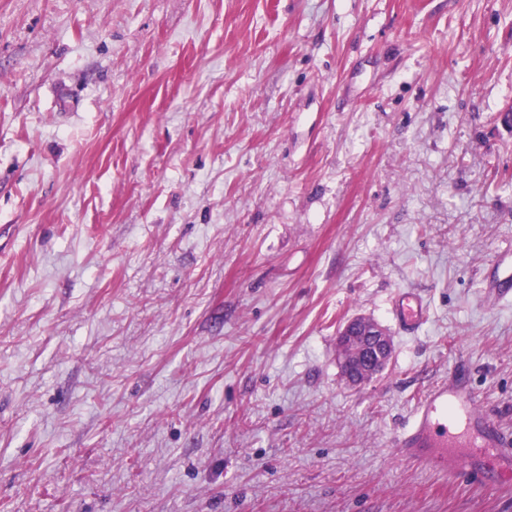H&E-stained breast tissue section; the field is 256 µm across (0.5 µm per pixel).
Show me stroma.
<instances>
[{
  "label": "stroma",
  "instance_id": "1",
  "mask_svg": "<svg viewBox=\"0 0 512 512\" xmlns=\"http://www.w3.org/2000/svg\"><path fill=\"white\" fill-rule=\"evenodd\" d=\"M509 110L512 0H0V512H512L393 446L512 436ZM485 295L500 299L512 288V252L498 254L492 261L484 279ZM391 311L402 331L417 333L428 318V305L422 297L411 291H400L392 301ZM355 336H364L368 341L363 356L359 357L358 364L351 360V356L344 351L343 343ZM391 353L390 338L386 331L376 322L357 317L349 321L339 335L338 361L344 378L352 385H361L364 382L358 377L357 369L372 371L379 366V358ZM461 437L466 438L463 446ZM394 447L402 457L443 472L497 473L502 487L510 488V438L481 406L460 369L425 391Z\"/></svg>",
  "mask_w": 512,
  "mask_h": 512
}]
</instances>
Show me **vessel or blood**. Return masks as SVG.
Segmentation results:
<instances>
[{"mask_svg": "<svg viewBox=\"0 0 512 512\" xmlns=\"http://www.w3.org/2000/svg\"><path fill=\"white\" fill-rule=\"evenodd\" d=\"M485 294L496 300L512 293V252L498 254L484 279ZM391 311L405 334L417 333L428 318L422 297L402 291ZM398 453L440 470L498 474L502 487L512 486V439L485 410L462 372L430 386L405 428L396 436Z\"/></svg>", "mask_w": 512, "mask_h": 512, "instance_id": "vessel-or-blood-1", "label": "vessel or blood"}]
</instances>
